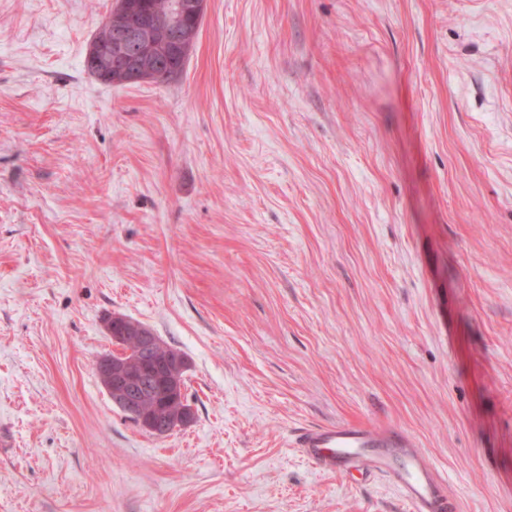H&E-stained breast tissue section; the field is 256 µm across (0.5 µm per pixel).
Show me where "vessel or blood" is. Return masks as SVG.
Masks as SVG:
<instances>
[{"instance_id":"1","label":"vessel or blood","mask_w":512,"mask_h":512,"mask_svg":"<svg viewBox=\"0 0 512 512\" xmlns=\"http://www.w3.org/2000/svg\"><path fill=\"white\" fill-rule=\"evenodd\" d=\"M296 445L322 470L343 476L356 471L382 475L413 512H455L443 478L404 432L364 422L307 426L298 430Z\"/></svg>"}]
</instances>
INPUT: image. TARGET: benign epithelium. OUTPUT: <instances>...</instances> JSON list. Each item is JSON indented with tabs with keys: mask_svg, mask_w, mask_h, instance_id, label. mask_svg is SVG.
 I'll return each instance as SVG.
<instances>
[{
	"mask_svg": "<svg viewBox=\"0 0 512 512\" xmlns=\"http://www.w3.org/2000/svg\"><path fill=\"white\" fill-rule=\"evenodd\" d=\"M206 8L207 0H169L164 11L149 7L145 0H116L107 18L110 39L91 41L88 64L105 79L126 84L148 80L155 70L190 53L194 41L188 29L200 25ZM104 326L112 339V353L98 360L97 373L112 403L156 436L188 426L190 414L169 422L140 405V389L147 380L155 385L157 405L183 398L186 356L166 345L151 328L125 315L109 316Z\"/></svg>",
	"mask_w": 512,
	"mask_h": 512,
	"instance_id": "benign-epithelium-1",
	"label": "benign epithelium"
}]
</instances>
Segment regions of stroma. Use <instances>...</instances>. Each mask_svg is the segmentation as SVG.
<instances>
[{
	"label": "stroma",
	"instance_id": "obj_1",
	"mask_svg": "<svg viewBox=\"0 0 512 512\" xmlns=\"http://www.w3.org/2000/svg\"><path fill=\"white\" fill-rule=\"evenodd\" d=\"M112 2L0 0V512H411L295 448L342 421L512 512V0H208L105 85ZM112 314L189 426L112 404ZM104 326L112 339V354L101 357L96 368L99 381L112 403L142 429L156 436L188 426L192 414L169 422L156 413L144 411L153 406L149 391L142 397L144 410L140 405V389L147 379L156 387L157 406L183 400L182 375L188 369L186 356L166 345L151 328L125 315L109 316ZM160 348L163 353H157Z\"/></svg>",
	"mask_w": 512,
	"mask_h": 512
}]
</instances>
